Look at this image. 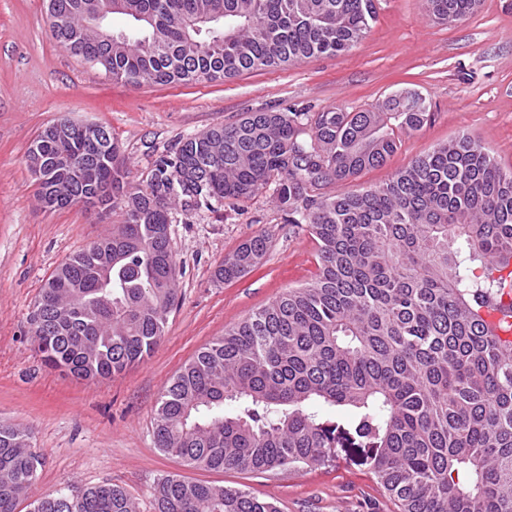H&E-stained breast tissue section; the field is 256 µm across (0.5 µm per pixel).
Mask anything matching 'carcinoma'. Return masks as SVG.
<instances>
[{
  "label": "carcinoma",
  "mask_w": 512,
  "mask_h": 512,
  "mask_svg": "<svg viewBox=\"0 0 512 512\" xmlns=\"http://www.w3.org/2000/svg\"><path fill=\"white\" fill-rule=\"evenodd\" d=\"M101 0H49L53 38L112 79L141 86L227 79L348 52L376 21L374 0H112L129 32L88 26ZM480 0H425L453 22ZM431 118L410 89L370 109L243 112L160 154L126 181L112 130L106 156L83 126L40 132L38 195L50 210L91 204L112 187L123 223L49 276L29 314L45 364L84 381L150 356L177 303L171 224L224 200L272 191L289 224H306L319 272L202 348L156 406L154 439L193 468L268 472L328 466L356 453L400 512H512V341L484 320L511 297L512 168L461 135L415 157L382 185L347 188L381 167L401 136ZM256 235L217 279L253 270ZM42 465L30 434L0 422V512H16ZM31 512H137L104 483L35 499ZM154 512H279L248 491L160 478Z\"/></svg>",
  "instance_id": "carcinoma-1"
}]
</instances>
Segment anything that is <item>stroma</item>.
Here are the masks:
<instances>
[{
	"label": "stroma",
	"instance_id": "stroma-1",
	"mask_svg": "<svg viewBox=\"0 0 512 512\" xmlns=\"http://www.w3.org/2000/svg\"><path fill=\"white\" fill-rule=\"evenodd\" d=\"M366 37L338 57L230 80L133 86L112 80L53 38L46 0H0V421L28 429L42 457L30 492L71 486H123L153 512L156 480L178 474L238 487L274 501L280 512H398L367 467L339 459L321 468L266 473L191 469L155 446L158 398L195 353L225 329L318 271L307 225L289 224L270 193L214 204L171 227L179 303L143 362L94 383L46 367L30 339L29 312L50 273L121 223L120 212L81 204L50 211L25 157L58 117L111 127L138 182L161 153L213 125L260 109L358 111L412 88L431 105L420 130L402 136L384 166L351 186L369 188L449 138L467 134L512 167V0H483L465 19L437 24L423 0H375ZM269 238L259 268L230 283L214 273L252 236Z\"/></svg>",
	"mask_w": 512,
	"mask_h": 512
}]
</instances>
